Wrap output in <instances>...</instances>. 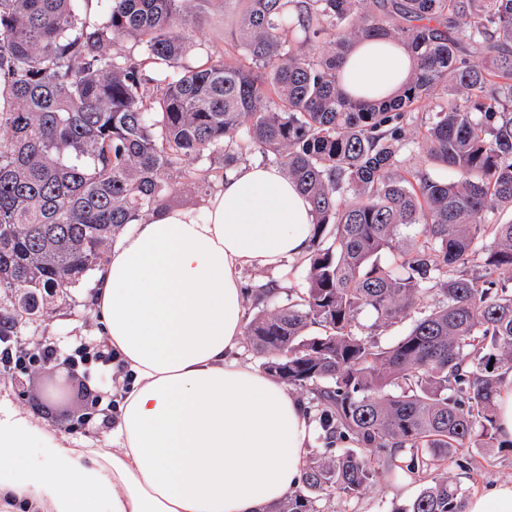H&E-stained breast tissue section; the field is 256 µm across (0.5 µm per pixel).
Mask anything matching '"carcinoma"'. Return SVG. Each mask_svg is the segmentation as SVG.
<instances>
[{
    "mask_svg": "<svg viewBox=\"0 0 512 512\" xmlns=\"http://www.w3.org/2000/svg\"><path fill=\"white\" fill-rule=\"evenodd\" d=\"M219 3L224 53L178 65ZM373 39L413 59L390 100L341 86ZM256 152L315 216L306 287L271 310L257 290L244 331L320 428L301 485L266 512H323L384 475L512 448L497 414L512 387V0H0V343L49 321L54 289L103 265L124 225ZM467 501L444 471L393 512Z\"/></svg>",
    "mask_w": 512,
    "mask_h": 512,
    "instance_id": "1",
    "label": "carcinoma"
}]
</instances>
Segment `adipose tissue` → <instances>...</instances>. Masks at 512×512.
Here are the masks:
<instances>
[{
  "label": "adipose tissue",
  "instance_id": "ef3b65f1",
  "mask_svg": "<svg viewBox=\"0 0 512 512\" xmlns=\"http://www.w3.org/2000/svg\"><path fill=\"white\" fill-rule=\"evenodd\" d=\"M412 68L394 41L353 46L348 92L391 96ZM314 214L280 167L227 172L196 208L126 225L89 298L131 375L106 441L74 446L0 401V512H265L300 485L312 421L241 359L248 268L286 271Z\"/></svg>",
  "mask_w": 512,
  "mask_h": 512
}]
</instances>
